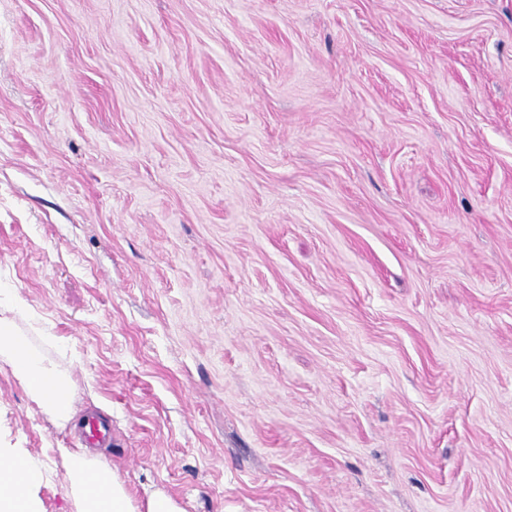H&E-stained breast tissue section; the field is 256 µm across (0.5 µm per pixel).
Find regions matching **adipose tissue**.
Wrapping results in <instances>:
<instances>
[{
	"label": "adipose tissue",
	"instance_id": "obj_1",
	"mask_svg": "<svg viewBox=\"0 0 512 512\" xmlns=\"http://www.w3.org/2000/svg\"><path fill=\"white\" fill-rule=\"evenodd\" d=\"M0 361L11 367L45 413L61 423L72 419L69 378L5 317L0 318ZM59 454L66 463L76 512H137L124 483L105 462L72 448L60 449ZM39 470L30 456H0V512H35L27 486Z\"/></svg>",
	"mask_w": 512,
	"mask_h": 512
}]
</instances>
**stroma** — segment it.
I'll use <instances>...</instances> for the list:
<instances>
[{
    "mask_svg": "<svg viewBox=\"0 0 512 512\" xmlns=\"http://www.w3.org/2000/svg\"><path fill=\"white\" fill-rule=\"evenodd\" d=\"M0 316L139 512H512V0H0Z\"/></svg>",
    "mask_w": 512,
    "mask_h": 512,
    "instance_id": "obj_1",
    "label": "stroma"
}]
</instances>
